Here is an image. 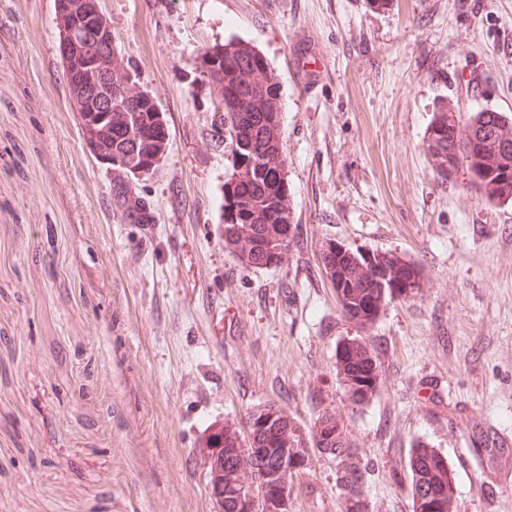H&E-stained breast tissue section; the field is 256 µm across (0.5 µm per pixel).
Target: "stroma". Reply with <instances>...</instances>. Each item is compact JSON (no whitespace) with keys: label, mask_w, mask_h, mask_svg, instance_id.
<instances>
[{"label":"stroma","mask_w":512,"mask_h":512,"mask_svg":"<svg viewBox=\"0 0 512 512\" xmlns=\"http://www.w3.org/2000/svg\"><path fill=\"white\" fill-rule=\"evenodd\" d=\"M167 144L135 181L154 221L111 203L59 55L55 0H0V512H215L204 428L285 408L308 432L334 409L368 465V512H412L404 471L424 440L457 512H512V204L438 180L434 112L512 118V0H102ZM281 82L278 148L298 226L282 265L224 250L230 146L197 65L225 43ZM334 239L419 264L413 298L369 328L342 315L319 263ZM290 301H283V289ZM380 352L352 404L340 340ZM333 461L310 453L289 512H340Z\"/></svg>","instance_id":"obj_1"}]
</instances>
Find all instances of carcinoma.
Returning a JSON list of instances; mask_svg holds the SVG:
<instances>
[{
	"instance_id": "carcinoma-1",
	"label": "carcinoma",
	"mask_w": 512,
	"mask_h": 512,
	"mask_svg": "<svg viewBox=\"0 0 512 512\" xmlns=\"http://www.w3.org/2000/svg\"><path fill=\"white\" fill-rule=\"evenodd\" d=\"M227 62L267 72L261 91L236 85L232 71L225 67ZM199 67L214 87L224 88L211 139L219 147L224 136H229L235 165L248 166L253 172L247 187L233 179L224 185V250L249 268L274 267L297 229L285 205L288 181L276 148L281 110L252 112L242 121L236 104L256 94L279 104L278 77L263 56L246 47L207 48ZM133 117L149 127L150 138L137 140L126 135ZM459 127L456 116L446 109L433 115L425 150L434 162L436 176L448 182L464 174L487 199L512 203V119L492 109L479 110L465 124L469 131L465 141L456 137ZM103 130L106 136L98 141L99 152L124 162L125 174L134 176L137 169L160 160L157 140L166 138L162 113L128 102L110 114ZM319 258L343 316L359 327L371 325L388 303L409 299L421 287L419 266L389 253L353 250L330 239L320 245ZM336 373L353 403L370 401L377 392L380 373L375 348L361 336L341 340L336 347ZM309 447L336 462V483L343 490L342 512H366V468L336 411L326 408L318 414L306 440L288 411L271 403L251 411L243 430L229 423L209 428L206 448L223 480V512H240L241 494L248 490L257 492V512H288V496L265 497L260 488L287 489L294 475L307 465ZM406 476L412 512H454L452 474L437 449L424 441L413 443Z\"/></svg>"
}]
</instances>
